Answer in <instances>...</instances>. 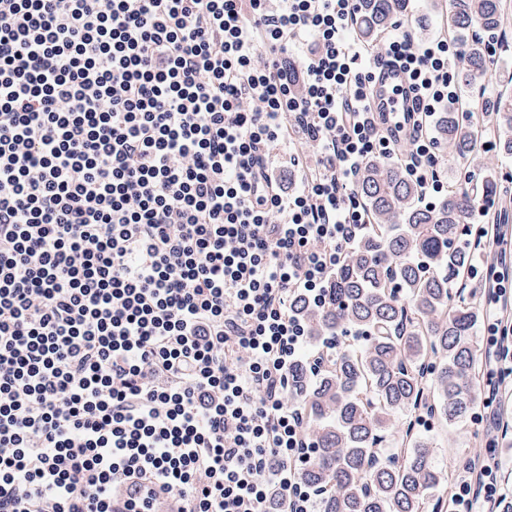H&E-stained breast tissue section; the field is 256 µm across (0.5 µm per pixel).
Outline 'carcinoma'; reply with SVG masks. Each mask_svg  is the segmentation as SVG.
Wrapping results in <instances>:
<instances>
[{
	"instance_id": "1",
	"label": "carcinoma",
	"mask_w": 512,
	"mask_h": 512,
	"mask_svg": "<svg viewBox=\"0 0 512 512\" xmlns=\"http://www.w3.org/2000/svg\"><path fill=\"white\" fill-rule=\"evenodd\" d=\"M408 0H360L356 31L377 46ZM449 34L459 38L478 27L493 32L512 19V0H449ZM465 85L494 82L497 75L479 43L470 45ZM494 127L499 149L512 156V96L472 100L465 112H442L433 135L452 153L468 159L483 129ZM369 223L332 277V303L316 308L298 303L308 341L361 334L358 347L338 350L311 377L295 367L298 384L290 401L301 399L313 460L300 479L327 489L322 512H424L443 509L433 492L445 483L415 423L397 413L422 408L453 424L477 403L480 360L472 341L477 322L474 299H455L472 261V220L489 213L497 181L481 180L450 190L422 206L401 159L370 161L355 188ZM388 441L394 452L382 459L376 448Z\"/></svg>"
}]
</instances>
